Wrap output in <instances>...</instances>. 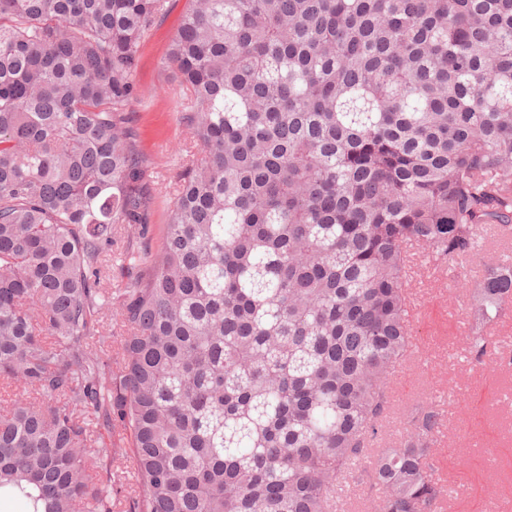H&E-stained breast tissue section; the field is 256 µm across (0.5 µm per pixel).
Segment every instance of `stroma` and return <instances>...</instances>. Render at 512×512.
Here are the masks:
<instances>
[{
  "instance_id": "obj_1",
  "label": "stroma",
  "mask_w": 512,
  "mask_h": 512,
  "mask_svg": "<svg viewBox=\"0 0 512 512\" xmlns=\"http://www.w3.org/2000/svg\"><path fill=\"white\" fill-rule=\"evenodd\" d=\"M187 8V0H169L142 45L135 73L147 105H132L129 122L139 155L154 186L149 232L138 235L118 225L112 257L158 246L166 224L169 198L184 161L174 153L177 143L190 140L178 119V83L164 60ZM512 257V238L487 241L472 261L452 267L418 265L407 288L419 309L410 323L414 350L396 366L389 384L386 421L378 436L382 448L397 446L396 434L416 406L434 403L443 426L433 438L430 473L445 489L438 512H472L473 496L484 500L486 512H512V369L478 363L471 351V329L465 309L467 291L484 265ZM473 475L472 490H453L462 472Z\"/></svg>"
}]
</instances>
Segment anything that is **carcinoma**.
Returning <instances> with one entry per match:
<instances>
[{"mask_svg": "<svg viewBox=\"0 0 512 512\" xmlns=\"http://www.w3.org/2000/svg\"><path fill=\"white\" fill-rule=\"evenodd\" d=\"M167 0H0V507L333 512L412 346L410 248L512 234V0H188L168 222L128 111ZM512 298L485 268L475 358ZM434 404L369 459L371 512H436Z\"/></svg>", "mask_w": 512, "mask_h": 512, "instance_id": "obj_1", "label": "carcinoma"}]
</instances>
